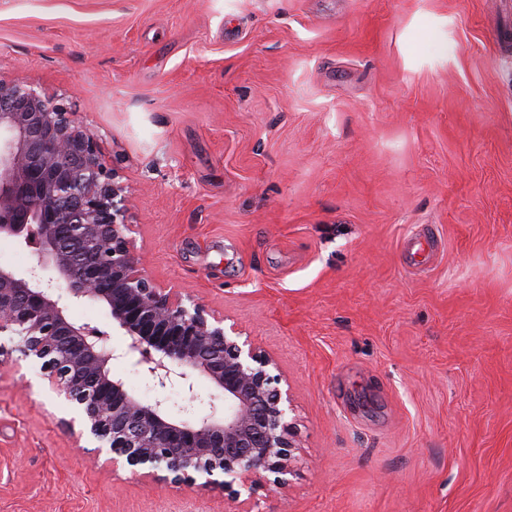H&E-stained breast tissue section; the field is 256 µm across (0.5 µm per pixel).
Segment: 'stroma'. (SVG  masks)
<instances>
[{
    "label": "stroma",
    "mask_w": 512,
    "mask_h": 512,
    "mask_svg": "<svg viewBox=\"0 0 512 512\" xmlns=\"http://www.w3.org/2000/svg\"><path fill=\"white\" fill-rule=\"evenodd\" d=\"M16 79L96 139L151 278L278 361L254 512H512V0H0ZM66 415L0 361V512H234Z\"/></svg>",
    "instance_id": "stroma-1"
}]
</instances>
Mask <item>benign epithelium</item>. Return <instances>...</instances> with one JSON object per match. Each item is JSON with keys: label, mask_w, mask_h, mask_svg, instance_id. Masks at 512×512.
Returning a JSON list of instances; mask_svg holds the SVG:
<instances>
[{"label": "benign epithelium", "mask_w": 512, "mask_h": 512, "mask_svg": "<svg viewBox=\"0 0 512 512\" xmlns=\"http://www.w3.org/2000/svg\"><path fill=\"white\" fill-rule=\"evenodd\" d=\"M133 233L124 189L75 114L23 81L0 80V238L37 257L26 270L0 267V335L40 362L49 389L73 409L61 423L72 432L80 423L78 437L94 443V458L108 454L112 470L140 467L160 487L200 478L235 499L233 481L250 491L285 485L297 427L275 359L203 302L151 280ZM84 301L107 311L121 348L72 318ZM118 358L141 369L153 400L112 375ZM197 375L224 406L197 421L174 416L167 391L180 388V412H189Z\"/></svg>", "instance_id": "1"}]
</instances>
